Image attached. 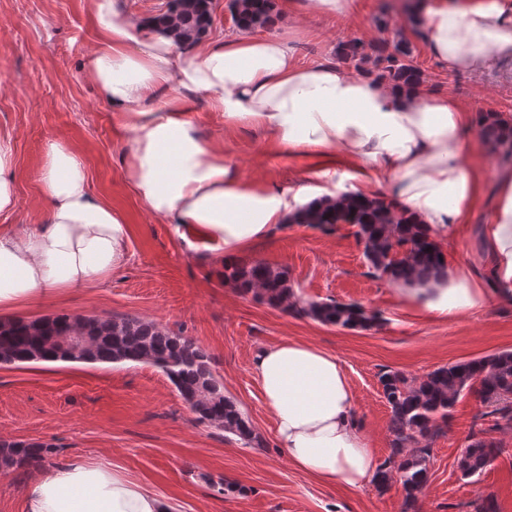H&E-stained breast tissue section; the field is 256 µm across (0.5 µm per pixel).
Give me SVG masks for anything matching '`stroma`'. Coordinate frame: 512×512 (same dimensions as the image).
Returning <instances> with one entry per match:
<instances>
[{
    "instance_id": "35a3bbf8",
    "label": "stroma",
    "mask_w": 512,
    "mask_h": 512,
    "mask_svg": "<svg viewBox=\"0 0 512 512\" xmlns=\"http://www.w3.org/2000/svg\"><path fill=\"white\" fill-rule=\"evenodd\" d=\"M364 0L354 21L296 18L276 9L268 36L289 39L300 62L335 61L339 44L359 39L377 47L396 30L409 39L412 61L428 93H447L473 112L512 118V60L481 73H451L415 38L416 21ZM98 44L93 0H0V129L13 139L17 206L1 224L42 223L48 208L41 171L48 144L58 142L81 159L95 198L112 206L128 227L127 265L99 286L0 309V321L58 314L135 318L181 333L211 357V367L253 429L251 444L197 421L168 378L146 363L0 364V440L54 444L56 454L21 468L0 469V512H23L33 477L78 457L112 463L129 479L175 500L178 512H403L398 483L351 490L297 469L280 448L272 417L253 375L255 355L285 338L312 342L336 354L355 392L354 419L372 440L375 461L392 455L390 410L379 377L394 370L423 377L437 367L512 350V297L491 294L483 309L441 321L411 308L397 285L368 273L352 225L325 234L290 224L241 252L246 261L286 269L293 300L357 302L384 318L382 327L348 330L240 294L224 281L220 250L194 251L173 225L146 212L125 176V133L88 76ZM186 108L201 136L223 147L246 183L284 190L335 191L323 178L327 161L276 152L256 126L225 124L203 94ZM494 191L458 235L440 244L449 268L469 262L470 275L488 282L491 259L482 239ZM483 404L459 398L448 424L431 441L428 481L417 512H470L495 495L499 512H512V431L496 432L503 452L478 480L462 478L457 460L471 432L489 427ZM227 483V491L216 488Z\"/></svg>"
}]
</instances>
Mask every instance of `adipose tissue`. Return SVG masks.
<instances>
[{"label":"adipose tissue","instance_id":"obj_1","mask_svg":"<svg viewBox=\"0 0 512 512\" xmlns=\"http://www.w3.org/2000/svg\"><path fill=\"white\" fill-rule=\"evenodd\" d=\"M118 0H94L101 46L90 75L127 133L126 176L150 213L187 228L191 249L233 256L288 223L309 197L275 184H243L223 150L203 140L180 92L204 94L229 125L269 131L288 156L341 154L368 181L384 182L431 234L467 223L484 188L480 166L463 161L476 116L452 96L402 91L328 63H298L277 37L217 36L174 48L167 33L127 15ZM427 52L449 70L479 72L512 55V0H428L419 15ZM175 91L156 104L161 86ZM41 188L45 223L0 227V308L103 283L130 258L122 217L89 191L75 152L46 150ZM493 276L512 288V170L496 178L492 220L482 228ZM405 297L434 318L453 320L489 298L465 271L446 286L410 288ZM254 372L277 441L299 470L359 489L376 464L372 443L353 421L354 394L336 355L286 340L264 348ZM25 512H176L174 504L112 466L75 459L39 473Z\"/></svg>","mask_w":512,"mask_h":512}]
</instances>
